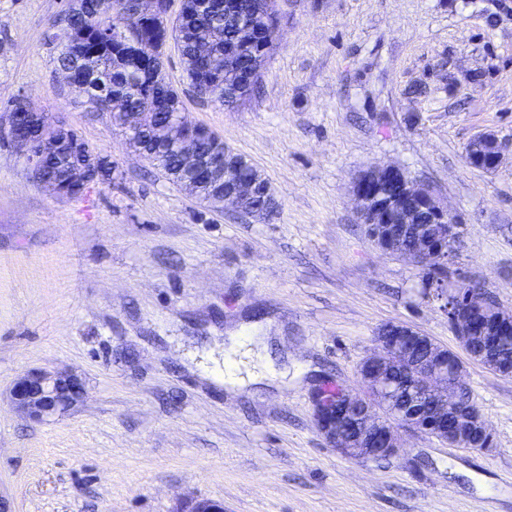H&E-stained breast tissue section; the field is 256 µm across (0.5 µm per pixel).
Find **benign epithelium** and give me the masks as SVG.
Returning a JSON list of instances; mask_svg holds the SVG:
<instances>
[{"mask_svg": "<svg viewBox=\"0 0 512 512\" xmlns=\"http://www.w3.org/2000/svg\"><path fill=\"white\" fill-rule=\"evenodd\" d=\"M171 0H141L142 12L157 21L170 20ZM125 125L144 129L149 138L161 140L165 130L153 124L150 112H117ZM70 127L46 112L27 107L25 112L9 113L8 139L24 158L30 170L42 169L49 151L32 152L35 141L50 145L58 132ZM508 144L495 134H480L468 143L465 158L469 165L486 171L497 169ZM212 183L206 201L231 205L251 213V202L262 196L273 199L268 183L236 176L229 168L209 171ZM93 180L88 168L79 164L61 186L47 181L41 185L57 197L83 195ZM359 223L371 243L384 254L400 255L415 263L435 258L438 244L451 249L461 236L460 217L434 193L412 179L404 168L376 164L359 173L352 182ZM425 293L442 301V309L460 345L471 352V337L488 336L502 320L512 323V311L491 303L487 289L466 287L458 281L449 286L433 282ZM376 350L362 360L358 374L364 393L340 392L343 410L328 402L324 394L315 396L314 419L318 430L345 455L357 459L392 456L403 447L401 431L430 433L433 427L457 417L456 397L448 389V364L455 365V382L461 381L463 365L455 352L431 337L400 322L378 328ZM81 378L65 370L31 369L20 375L10 390L12 407L36 423L48 422L73 408L82 398ZM456 441L466 448L469 439L490 433L484 420L456 422ZM185 512H224V504L210 499H194Z\"/></svg>", "mask_w": 512, "mask_h": 512, "instance_id": "7a95c632", "label": "benign epithelium"}]
</instances>
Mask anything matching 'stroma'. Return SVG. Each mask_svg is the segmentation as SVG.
Instances as JSON below:
<instances>
[{"instance_id": "obj_1", "label": "stroma", "mask_w": 512, "mask_h": 512, "mask_svg": "<svg viewBox=\"0 0 512 512\" xmlns=\"http://www.w3.org/2000/svg\"><path fill=\"white\" fill-rule=\"evenodd\" d=\"M66 0H0V496L14 512H512V377L465 361L486 450L404 432L354 460L314 421L325 386L359 390L375 332L402 322L458 350L419 270L359 224L351 181L403 167L463 222L449 282L486 283L512 311V157L470 166L467 143L512 138V0H276L280 30L255 91L199 98L175 46L169 80L192 122L270 182L277 214L213 206L128 150L56 66L46 32ZM26 98L108 156L112 179L51 195L7 137ZM261 336L231 389L225 340ZM70 369L83 400L52 421L8 395L33 369Z\"/></svg>"}]
</instances>
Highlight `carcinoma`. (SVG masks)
Returning a JSON list of instances; mask_svg holds the SVG:
<instances>
[{"label": "carcinoma", "mask_w": 512, "mask_h": 512, "mask_svg": "<svg viewBox=\"0 0 512 512\" xmlns=\"http://www.w3.org/2000/svg\"><path fill=\"white\" fill-rule=\"evenodd\" d=\"M236 12L224 13L220 0H182L175 20L160 25L142 16L140 0H68L67 9L51 24L59 38L57 63L100 110L113 112L112 97L122 100L124 112H154L155 122L178 137L188 131L179 91L168 81L165 59L157 48L174 40L182 46L183 71L189 85L212 103L230 106L245 96L253 83L247 71L255 68L271 35L276 14L275 0H238ZM234 43L236 66L224 68V44ZM210 44L218 60L215 66L200 59L195 48ZM151 152L152 164L168 179L179 180L190 173L175 147L167 145ZM93 159L95 182L112 179V162L100 152L54 148L47 170L63 180L81 160ZM480 340L496 353L499 361L512 363V331L506 336H482Z\"/></svg>", "instance_id": "cac0c4a2"}]
</instances>
